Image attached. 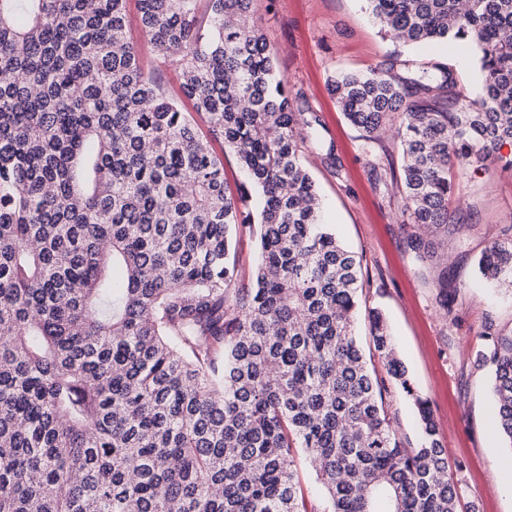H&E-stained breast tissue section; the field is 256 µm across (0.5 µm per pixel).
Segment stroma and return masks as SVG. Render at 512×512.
Segmentation results:
<instances>
[{
	"label": "stroma",
	"instance_id": "35a3bbf8",
	"mask_svg": "<svg viewBox=\"0 0 512 512\" xmlns=\"http://www.w3.org/2000/svg\"><path fill=\"white\" fill-rule=\"evenodd\" d=\"M257 24L296 105L318 118L303 131V160L321 195L323 221L363 258L366 305L386 315L414 388L431 403L461 512H512V449L490 420L492 368L475 361L484 328L512 336V286L489 285L477 267L484 247L512 226V167L498 164L462 182V230L430 233L434 258L414 260L407 248L414 227L391 188L401 170L394 141L350 126L328 90L338 73H367L390 61L393 46L364 0H261ZM443 68L456 94L476 97V56L452 42L403 51L394 72L411 78ZM443 278L455 294L450 314L436 302Z\"/></svg>",
	"mask_w": 512,
	"mask_h": 512
}]
</instances>
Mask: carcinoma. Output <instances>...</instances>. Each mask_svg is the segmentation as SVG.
I'll list each match as a JSON object with an SVG mask.
<instances>
[{
  "label": "carcinoma",
  "mask_w": 512,
  "mask_h": 512,
  "mask_svg": "<svg viewBox=\"0 0 512 512\" xmlns=\"http://www.w3.org/2000/svg\"><path fill=\"white\" fill-rule=\"evenodd\" d=\"M0 0V512H457L428 400L327 224L255 0ZM399 47L471 45L481 96L389 66L329 90L371 137L398 118L410 224L456 231L455 188L512 149V0H364ZM247 183L224 181L216 146ZM256 226L245 270L234 234ZM482 275L512 285V238ZM365 312L374 353L355 326ZM512 445V338L480 335ZM385 370L380 373L373 358ZM414 399L409 448L388 382ZM128 36L139 50L144 61L150 64L153 57L152 48L143 32L135 0H129L128 2ZM295 460L299 479L306 495L319 505L320 511H323L324 507L322 492L315 482V473L311 469L308 463V459L305 458L304 454L299 452L296 454Z\"/></svg>",
  "instance_id": "obj_1"
}]
</instances>
